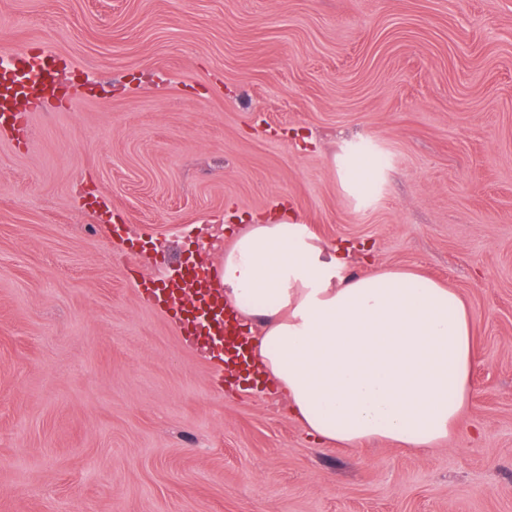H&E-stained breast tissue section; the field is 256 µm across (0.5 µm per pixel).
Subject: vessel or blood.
<instances>
[{
  "instance_id": "vessel-or-blood-1",
  "label": "vessel or blood",
  "mask_w": 512,
  "mask_h": 512,
  "mask_svg": "<svg viewBox=\"0 0 512 512\" xmlns=\"http://www.w3.org/2000/svg\"><path fill=\"white\" fill-rule=\"evenodd\" d=\"M43 60L39 52H18L1 55L0 67L31 71L40 69ZM22 99L42 112L58 108L57 103L46 99L39 86L23 89L14 82L1 81L0 128L23 126V113L18 107ZM142 291L153 306L176 322L181 337L196 354L220 369L249 371L252 362L249 338L225 303L214 270L198 269L189 275L179 270L160 281L147 277L142 281Z\"/></svg>"
}]
</instances>
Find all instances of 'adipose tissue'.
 I'll use <instances>...</instances> for the list:
<instances>
[{"label": "adipose tissue", "instance_id": "adipose-tissue-1", "mask_svg": "<svg viewBox=\"0 0 512 512\" xmlns=\"http://www.w3.org/2000/svg\"><path fill=\"white\" fill-rule=\"evenodd\" d=\"M225 298L259 321L253 355L324 445L448 441L478 362L463 300L424 274H349L338 249L292 216L257 219L216 269Z\"/></svg>", "mask_w": 512, "mask_h": 512}]
</instances>
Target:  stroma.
Listing matches in <instances>:
<instances>
[{
	"mask_svg": "<svg viewBox=\"0 0 512 512\" xmlns=\"http://www.w3.org/2000/svg\"><path fill=\"white\" fill-rule=\"evenodd\" d=\"M29 47L71 105L0 130V512H512V0H0ZM282 205L470 307L447 443H316L142 295ZM376 174V164L366 155H356L348 168L346 178L359 189L369 186Z\"/></svg>",
	"mask_w": 512,
	"mask_h": 512,
	"instance_id": "35a3bbf8",
	"label": "stroma"
}]
</instances>
